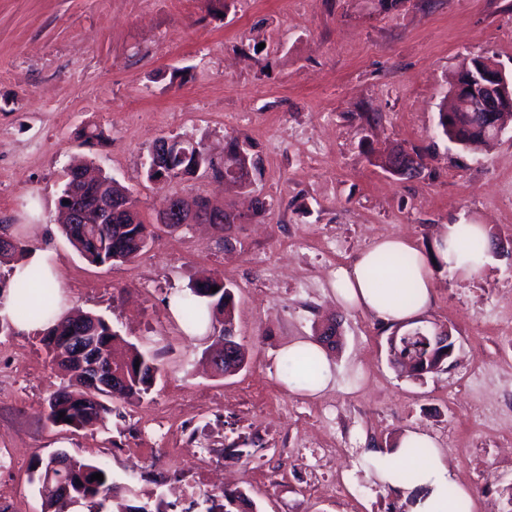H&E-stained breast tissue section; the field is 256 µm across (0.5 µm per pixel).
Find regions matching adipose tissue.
Returning <instances> with one entry per match:
<instances>
[{
  "mask_svg": "<svg viewBox=\"0 0 512 512\" xmlns=\"http://www.w3.org/2000/svg\"><path fill=\"white\" fill-rule=\"evenodd\" d=\"M477 241L484 240L485 228L480 224L460 227L448 225L437 239L432 257H425L407 241L398 236L379 239L370 249L364 251L347 268L336 274V295L341 303L358 309L377 319L388 327L403 326L422 315L432 302L434 290L433 265L447 266L448 269L470 278L477 275L487 262L483 251L462 249L459 243L460 231ZM406 254L412 259L410 267L399 276H390L386 291L375 288L372 277L384 273V261L387 257ZM40 268L44 273L46 287L52 288L54 295H61L62 283L57 267L50 263L48 252L43 248L30 250L26 257L15 263L7 277L4 287L0 288V319L12 318L14 308L20 299L18 286L31 268ZM416 291L413 303L402 300L405 289ZM307 350L319 361L320 377L312 386H304L294 378H286L285 384L292 393L315 396L323 393L333 381L332 363L325 349L311 340L292 342L282 351L283 358H292L296 352ZM411 448L426 449V456L416 467V475L408 481H399L397 470L406 460V452ZM367 470L383 484L397 489L402 497L406 512H455L454 505L448 500L449 491H456L466 504L474 499L469 489L456 479L454 473L443 459L434 439L427 433L409 430L404 433L396 448H368L363 452Z\"/></svg>",
  "mask_w": 512,
  "mask_h": 512,
  "instance_id": "adipose-tissue-1",
  "label": "adipose tissue"
}]
</instances>
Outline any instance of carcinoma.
<instances>
[{"label": "carcinoma", "mask_w": 512, "mask_h": 512, "mask_svg": "<svg viewBox=\"0 0 512 512\" xmlns=\"http://www.w3.org/2000/svg\"><path fill=\"white\" fill-rule=\"evenodd\" d=\"M447 102H441L439 126L443 135L450 140L466 143L484 142L482 130L474 126L467 115L457 113L448 118L444 112ZM172 167L177 169L173 174L159 171L147 172L150 179L163 177H187L195 175L197 168L214 167L212 159L198 143H185L177 152L171 154ZM117 197L130 208L125 217L109 218L102 211L98 202ZM74 202L81 211V218L75 220L67 215L60 225L62 235L67 239L78 254L91 264L102 265L123 263L137 258L155 237V230L141 219L135 200L128 191L108 176L74 185L67 180L58 198V206L65 208L63 201ZM28 248L18 240L8 248L0 247V264L17 262L23 259ZM218 291H211V287ZM21 300L16 310L18 320L43 319L47 322L44 329L43 345L51 357L52 363L69 375V384L56 392L48 400L46 419L56 427L80 429L95 426L103 421L111 408L105 403L104 397L138 400L151 390L160 367L155 355L141 352L133 346L120 347L119 334L113 330L109 321L95 314H86L77 318L68 315L59 316L55 311V299L52 290L44 287L42 272L38 269L30 271L25 281L19 286ZM176 306L181 311L186 324L190 327L200 325L204 318H209V325L224 323L217 336V344L224 346L226 340L236 344L237 358L234 363H222L224 373L238 369L246 362V354L241 344L236 342L232 329L234 312V295L224 285L221 276H209L188 285L187 290L177 295ZM75 323L98 337V344L109 349L107 358L116 364L124 375L125 381L117 391L110 386H99L96 390L89 389L83 375L78 373V365L70 355L74 350L53 343L60 326ZM444 331L416 328L400 336L389 337V353L391 361L405 369L411 376L420 378L433 374L447 363L448 349L443 339ZM302 373L303 380L310 382L318 371V361L308 351H300L293 356ZM64 417H59V413ZM61 455L67 461L62 469H53V459L35 456L31 471L37 481L64 487V491L53 494L44 505L43 512H109L107 502L114 496L116 486L112 481V473L101 462H91L63 451ZM103 474V481L91 480V475ZM251 500L240 490L224 492V502L216 504L208 512H250Z\"/></svg>", "instance_id": "cac0c4a2"}]
</instances>
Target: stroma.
<instances>
[{
	"label": "stroma",
	"mask_w": 512,
	"mask_h": 512,
	"mask_svg": "<svg viewBox=\"0 0 512 512\" xmlns=\"http://www.w3.org/2000/svg\"><path fill=\"white\" fill-rule=\"evenodd\" d=\"M477 55L512 68V0H0V233L50 244L67 311L103 315L161 368L104 424L61 429L43 415L64 379L39 334H0V512H41L30 465L56 450L106 463L119 502L155 512H184L192 474L204 494L244 490L255 512H393L398 491L367 479L361 454L409 429L434 437L478 512H512V127L466 150L438 126ZM162 137L200 143L216 168L245 141L259 168L244 188L216 170L151 180ZM393 148L416 154L414 177L382 166ZM79 162L125 187L145 223L173 194L241 221L165 229L133 261L90 264L59 228ZM450 224L485 225L499 247L473 279L434 269L419 323L455 347L415 379L390 361L391 329L337 300L334 274L392 235L431 255ZM216 274L247 357L225 377L211 333L186 334L173 307ZM330 317L332 388L289 392L283 347ZM230 444L243 457L225 459Z\"/></svg>",
	"instance_id": "1"
}]
</instances>
